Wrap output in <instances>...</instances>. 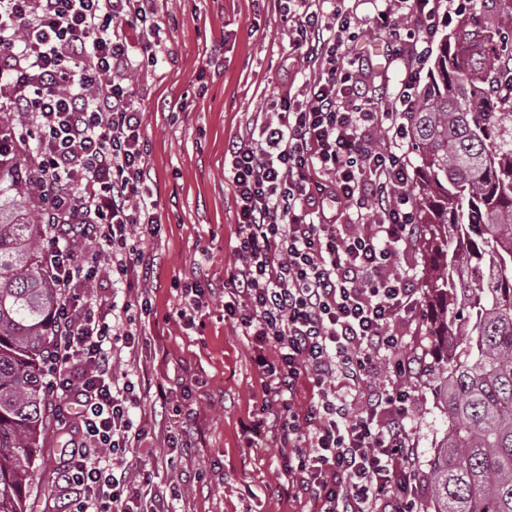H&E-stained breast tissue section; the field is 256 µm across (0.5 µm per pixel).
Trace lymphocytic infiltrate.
<instances>
[{
    "label": "lymphocytic infiltrate",
    "mask_w": 512,
    "mask_h": 512,
    "mask_svg": "<svg viewBox=\"0 0 512 512\" xmlns=\"http://www.w3.org/2000/svg\"><path fill=\"white\" fill-rule=\"evenodd\" d=\"M325 2L285 0L289 51L313 80L274 96L225 151L238 263L224 317L254 346L265 396L250 430L275 428L289 495L312 512H417L402 384L414 373L404 338L422 309L407 262L420 230L405 120L445 16L441 0H383L377 28L410 62L381 111L357 89L351 12ZM409 15L417 28L403 26ZM168 23L156 0H0V111L25 116L13 138L35 143L49 191L42 268L60 303L44 374L57 410L78 418L60 459L71 512H173L180 496L132 490L116 464L147 431L134 382L111 372L151 310L142 243L161 220L130 74L157 65ZM104 271L135 292L122 308L92 293Z\"/></svg>",
    "instance_id": "f902f5d3"
}]
</instances>
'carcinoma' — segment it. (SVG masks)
<instances>
[{"instance_id": "1", "label": "carcinoma", "mask_w": 512, "mask_h": 512, "mask_svg": "<svg viewBox=\"0 0 512 512\" xmlns=\"http://www.w3.org/2000/svg\"><path fill=\"white\" fill-rule=\"evenodd\" d=\"M467 59L464 69L452 60ZM23 116H0V512H27L42 447L44 351L59 293L41 268L43 193ZM413 187L448 417L431 476L433 512H512V67L485 41H445L407 114Z\"/></svg>"}]
</instances>
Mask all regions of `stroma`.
<instances>
[{
	"label": "stroma",
	"instance_id": "35a3bbf8",
	"mask_svg": "<svg viewBox=\"0 0 512 512\" xmlns=\"http://www.w3.org/2000/svg\"><path fill=\"white\" fill-rule=\"evenodd\" d=\"M170 17L166 47L155 73L138 75L142 129L149 144L147 182L159 203L162 229L147 241L155 273L147 284L153 313L138 344L115 357V374L141 385V410L155 425L152 453L133 448L121 459L133 483L150 476L154 490L179 486L178 512H305L289 498L280 457L271 441L250 444L244 430L264 397L253 346L224 319V281L232 271L237 204L224 169L229 141L244 134L273 94L305 88L312 73L288 53L290 23L281 0H159ZM358 49L371 59L361 75L380 108L394 99L404 76L387 59L373 25L379 0H350ZM441 35L456 42L492 37L512 54V0H479L474 12L453 17ZM195 278L216 290L187 324L178 311L183 286ZM407 342L421 366L412 380L420 512H431V459L448 422L430 387L433 343L427 318ZM164 383L165 404L142 386ZM41 453L31 473L29 512H69L59 457L73 437L75 416L46 408ZM186 433L188 445L171 458L168 434Z\"/></svg>",
	"mask_w": 512,
	"mask_h": 512
}]
</instances>
